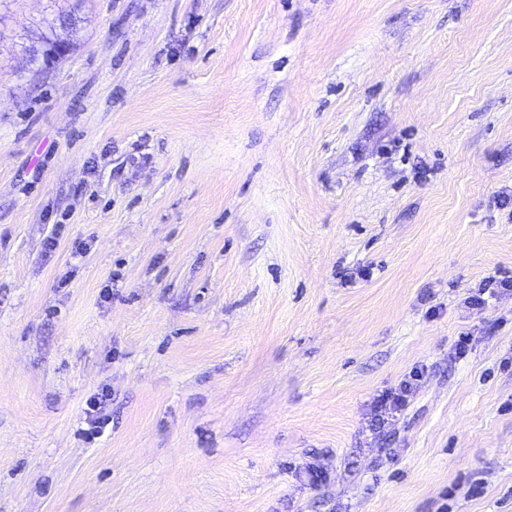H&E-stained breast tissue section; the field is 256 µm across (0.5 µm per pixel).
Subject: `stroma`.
<instances>
[{
	"mask_svg": "<svg viewBox=\"0 0 512 512\" xmlns=\"http://www.w3.org/2000/svg\"><path fill=\"white\" fill-rule=\"evenodd\" d=\"M506 193L512 0H0V512H512ZM423 375V371L419 368L412 370L410 376L401 382L398 389L394 392H387L378 396V400L374 406V416L371 420V427L374 430L381 429L385 425V421L389 416L402 411L407 405L410 398L417 389L418 381ZM386 418V419H385ZM101 395V397L99 394L92 396L86 402V413L90 419L88 421L89 428L85 430V434L88 439L92 440L102 435L109 424L110 416L102 413V405L104 400H107V396Z\"/></svg>",
	"mask_w": 512,
	"mask_h": 512,
	"instance_id": "stroma-1",
	"label": "stroma"
}]
</instances>
